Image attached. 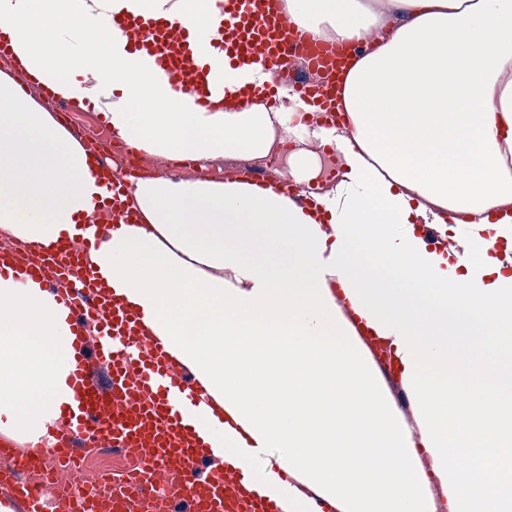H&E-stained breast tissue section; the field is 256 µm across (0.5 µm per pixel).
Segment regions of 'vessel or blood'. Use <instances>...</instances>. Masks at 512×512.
I'll return each mask as SVG.
<instances>
[{"label": "vessel or blood", "mask_w": 512, "mask_h": 512, "mask_svg": "<svg viewBox=\"0 0 512 512\" xmlns=\"http://www.w3.org/2000/svg\"><path fill=\"white\" fill-rule=\"evenodd\" d=\"M115 26L134 47L162 54L176 90L190 93L199 75L210 72L208 56L192 51L196 35L179 20L125 18ZM217 47L236 67L260 63L295 83L302 99L336 110V84L310 83L300 65L342 70L347 56L331 61L283 13L281 0H224ZM122 183L112 182L107 205L111 229L134 223L135 214L123 205ZM79 248L60 244L39 252H0V277L25 276L54 290L66 313L72 335V369L68 384L76 403L61 409L35 448L17 454L19 469L41 467L47 459L63 462L86 442L123 449L139 474L134 487L118 477L111 495L75 493L69 469L58 468L60 491L53 506L29 483L0 474V485L19 498L25 512H169L159 492L187 503L188 512H293L294 497L287 485L264 494L248 489L249 466H236L215 455L205 442L204 429L221 431L224 413L204 397L187 369L176 365L162 342L148 334L138 313L117 301L98 281L84 260L87 250L100 247L99 232H80ZM96 321L101 336L97 349L104 381H95L88 365L83 331Z\"/></svg>", "instance_id": "obj_1"}]
</instances>
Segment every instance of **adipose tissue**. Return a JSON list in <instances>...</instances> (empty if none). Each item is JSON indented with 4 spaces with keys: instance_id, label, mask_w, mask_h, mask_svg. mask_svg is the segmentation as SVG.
<instances>
[{
    "instance_id": "obj_1",
    "label": "adipose tissue",
    "mask_w": 512,
    "mask_h": 512,
    "mask_svg": "<svg viewBox=\"0 0 512 512\" xmlns=\"http://www.w3.org/2000/svg\"><path fill=\"white\" fill-rule=\"evenodd\" d=\"M223 0H0L16 67L148 159H260L288 140L302 202L268 184L131 179L139 220L87 255L106 288L224 411L212 445L260 460L336 512H512V0H286L314 38L369 41L320 125L277 73L212 45ZM177 19L224 75L200 107L108 14ZM84 145L0 77V233L33 248L111 197ZM469 227V235L458 232ZM390 347L418 434L387 401L358 327ZM69 327L32 280L0 278V432L36 443L62 405ZM430 466H423L422 455ZM466 469H457V459Z\"/></svg>"
}]
</instances>
